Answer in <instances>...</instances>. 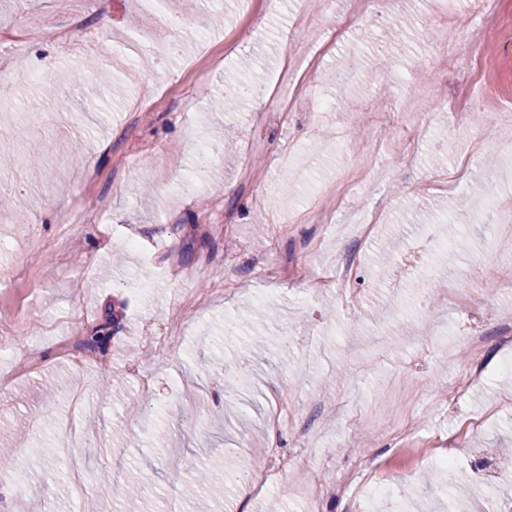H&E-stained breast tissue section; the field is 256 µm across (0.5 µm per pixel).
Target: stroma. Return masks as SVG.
<instances>
[{"label":"stroma","instance_id":"stroma-1","mask_svg":"<svg viewBox=\"0 0 512 512\" xmlns=\"http://www.w3.org/2000/svg\"><path fill=\"white\" fill-rule=\"evenodd\" d=\"M23 8L0 0V133L15 145L0 179L19 205L0 208V427L28 432L7 512H123L131 483L139 512H194L186 485L217 458L211 512H308L286 475L264 474L272 453L321 488L320 512H448L429 482L446 456L470 512H512L498 347L512 294L496 277L512 260V152L496 148L512 139V0H388L371 16L354 0L324 13L317 0H38L17 52ZM302 10L310 29L293 25ZM175 36L180 55L156 59ZM450 38L456 56L434 60ZM132 41L139 59L111 83L87 72ZM286 41L315 70L305 96L334 110L268 121ZM244 59L254 96L214 109ZM45 80L63 98L31 111ZM428 90L458 117L432 113L400 151L394 128L417 117L395 103ZM201 146L216 161L204 183ZM432 226L447 247H430ZM354 251L348 290L336 271ZM79 315L82 335L108 325L109 365L66 352ZM477 322L485 373L471 386L462 338ZM247 325L266 335L253 361ZM401 422L414 433L399 445L387 430ZM72 430L85 469L111 472L107 498L75 494L60 450Z\"/></svg>","mask_w":512,"mask_h":512}]
</instances>
